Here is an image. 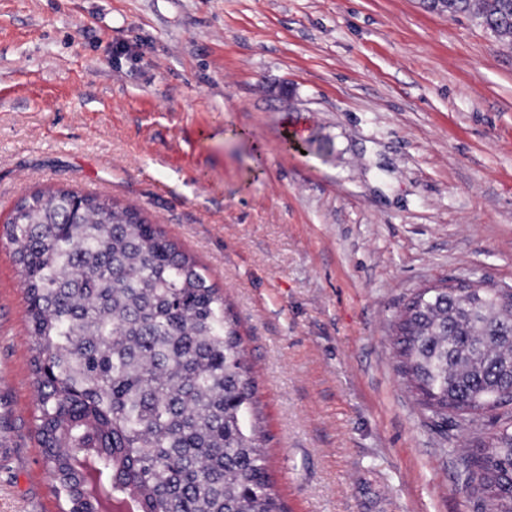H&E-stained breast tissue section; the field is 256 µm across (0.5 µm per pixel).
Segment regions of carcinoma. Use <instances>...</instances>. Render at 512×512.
Wrapping results in <instances>:
<instances>
[{"mask_svg": "<svg viewBox=\"0 0 512 512\" xmlns=\"http://www.w3.org/2000/svg\"><path fill=\"white\" fill-rule=\"evenodd\" d=\"M503 41L512 0H448ZM42 466L59 512H287L257 425L237 322L196 261L136 210L74 191L16 207ZM397 370L433 426L512 404V292L425 288L393 324ZM458 459L489 512H512V423Z\"/></svg>", "mask_w": 512, "mask_h": 512, "instance_id": "1", "label": "carcinoma"}]
</instances>
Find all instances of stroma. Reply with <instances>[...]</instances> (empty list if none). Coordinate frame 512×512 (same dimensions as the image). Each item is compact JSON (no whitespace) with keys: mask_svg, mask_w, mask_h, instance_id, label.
<instances>
[{"mask_svg":"<svg viewBox=\"0 0 512 512\" xmlns=\"http://www.w3.org/2000/svg\"><path fill=\"white\" fill-rule=\"evenodd\" d=\"M57 188L223 293L290 512H485L454 451L500 418L432 426L391 325L451 276L512 285V42L426 0H0V512H57L9 241Z\"/></svg>","mask_w":512,"mask_h":512,"instance_id":"stroma-1","label":"stroma"}]
</instances>
